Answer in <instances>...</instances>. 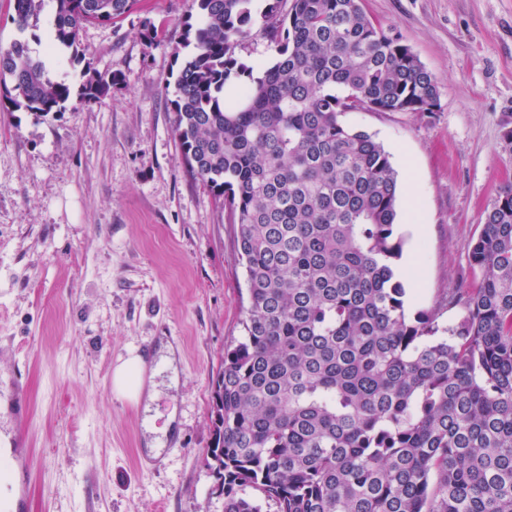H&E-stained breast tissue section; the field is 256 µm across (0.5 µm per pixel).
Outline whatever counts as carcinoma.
I'll return each instance as SVG.
<instances>
[{"label":"carcinoma","instance_id":"1","mask_svg":"<svg viewBox=\"0 0 512 512\" xmlns=\"http://www.w3.org/2000/svg\"><path fill=\"white\" fill-rule=\"evenodd\" d=\"M50 54H80L87 23L135 0H54ZM192 0L193 45L175 81V132L190 173L224 199L245 263V336L224 349L205 464L224 512H512V182L484 213L477 280L448 295L465 316H411L397 262L399 174L357 110L430 112L440 83L360 0ZM44 0H14L21 31ZM276 58L235 48L258 23ZM16 109L58 113L71 86L17 40L0 49ZM120 73H86L102 102ZM234 88L224 97L226 86Z\"/></svg>","mask_w":512,"mask_h":512}]
</instances>
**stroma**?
Masks as SVG:
<instances>
[{"label": "stroma", "instance_id": "stroma-1", "mask_svg": "<svg viewBox=\"0 0 512 512\" xmlns=\"http://www.w3.org/2000/svg\"><path fill=\"white\" fill-rule=\"evenodd\" d=\"M440 80L431 112H350L400 174L396 232L409 314L471 283L483 215L512 180V0H361ZM192 0H136L80 32L86 59L126 85L46 117L0 108V377L30 416L0 413L12 496L30 512H224L204 464L224 349L244 334L238 228L194 178L174 131V78ZM165 31L153 46L144 21ZM178 349L150 405L112 388L115 365ZM171 434H164V425Z\"/></svg>", "mask_w": 512, "mask_h": 512}]
</instances>
